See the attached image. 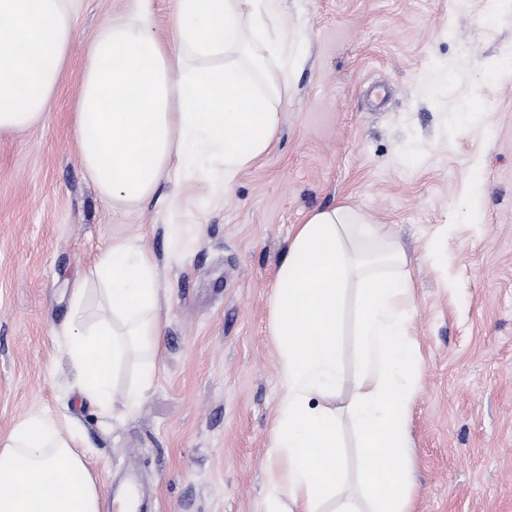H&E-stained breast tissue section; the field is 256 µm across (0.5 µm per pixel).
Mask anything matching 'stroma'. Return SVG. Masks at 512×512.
Here are the masks:
<instances>
[{"instance_id":"stroma-1","label":"stroma","mask_w":512,"mask_h":512,"mask_svg":"<svg viewBox=\"0 0 512 512\" xmlns=\"http://www.w3.org/2000/svg\"><path fill=\"white\" fill-rule=\"evenodd\" d=\"M128 4L83 0L44 118L0 133V443L47 415L79 433L106 504L134 466L139 512H266L287 466L268 452L276 271L296 224L348 205L388 226L416 286L411 512H512V72L500 66L512 9L282 0L303 59L268 152L224 196L174 173L144 203L112 205L82 166L73 117L86 46ZM463 44L476 65L460 63ZM439 70L446 82L429 88ZM469 99L490 112L492 133L455 124ZM171 224L199 230L192 250L171 251ZM131 238L155 257L165 323L152 388L112 417L79 395L60 332L75 282Z\"/></svg>"}]
</instances>
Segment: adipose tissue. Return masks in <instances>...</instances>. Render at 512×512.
<instances>
[{
  "mask_svg": "<svg viewBox=\"0 0 512 512\" xmlns=\"http://www.w3.org/2000/svg\"><path fill=\"white\" fill-rule=\"evenodd\" d=\"M149 0L106 19L86 50L73 134L105 199L150 198L169 175L230 188L274 142L284 73L301 57L282 0H176L159 37ZM80 0H0V132L45 115L75 37ZM407 256L386 225L340 205L309 213L288 243L272 298L279 348V421L271 455L286 458L267 512H409L407 426L419 388ZM156 262L132 240L111 244L73 288L64 351L81 396L106 415L128 413L151 388L161 336ZM97 313L89 311L90 295ZM355 296L358 370L345 407L337 336ZM149 356L137 380L116 376ZM350 425L362 450L351 490L341 448ZM102 486L49 416L25 419L0 446V512H102Z\"/></svg>",
  "mask_w": 512,
  "mask_h": 512,
  "instance_id": "adipose-tissue-1",
  "label": "adipose tissue"
}]
</instances>
